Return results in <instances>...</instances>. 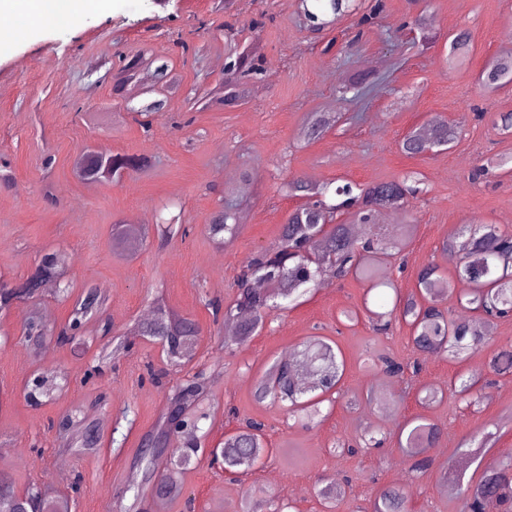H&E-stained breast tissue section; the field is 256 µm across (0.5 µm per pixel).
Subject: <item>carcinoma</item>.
<instances>
[{
  "label": "carcinoma",
  "mask_w": 512,
  "mask_h": 512,
  "mask_svg": "<svg viewBox=\"0 0 512 512\" xmlns=\"http://www.w3.org/2000/svg\"><path fill=\"white\" fill-rule=\"evenodd\" d=\"M354 0H344L337 4L334 0H302L301 9L308 21L315 26L329 23L328 15L337 16L353 10ZM383 11L381 0L359 13L357 27L375 24ZM412 25L419 32L417 45L427 50L436 40L432 20L419 12L412 18ZM236 23L224 22V43L229 47L228 61L224 67V81L204 93L203 99L210 103L234 108L244 101L247 85L262 74L261 57L254 51L253 44H242L238 40ZM471 39L467 32H458L450 42L446 62L455 66L470 54ZM146 61L142 55L128 58L119 56L116 66L114 90L122 88V76L136 71ZM152 84L147 93L152 98L134 109L137 115L145 118L142 125H149L147 118L161 110L167 98L164 92L172 77L168 59L156 57L151 62ZM512 80V53L495 57L482 72V85L493 88L499 83ZM326 112H311L307 116L303 133L307 140H315L333 124ZM430 133L415 130L408 133L402 143V151L410 156H424L435 148H450L457 139V131L447 122L439 119L431 121ZM147 166L143 158L116 154L112 156V172H138ZM386 185L397 194V209L404 211L411 200L423 192L421 179L403 178L367 184L345 182L335 187L329 184L314 185L300 176L288 180L289 192L306 199V203L295 209L282 226L278 246L252 257L244 270L239 283L238 294L233 305L227 307V320L236 322V332L240 342L247 341L262 326L265 316L278 307V300L289 299L305 291L311 285H318L324 272L323 266L306 258L310 251L319 253L324 263L337 268L336 275L345 277L354 274L366 281L374 282L382 276L383 257L388 255L387 241L373 231L377 223L382 199L377 188ZM242 214V203L226 202L211 217L207 225L208 234L220 244H230L237 237ZM347 219L339 222L337 218ZM466 252L459 257L456 272L459 277L470 281L471 287L461 290L456 302L462 311H473L482 318L471 319L462 314H453L445 308L446 301L453 297V289L448 278L439 272L438 267L428 265L417 275L416 293L407 297L396 296L393 308L388 313L368 311L369 319L376 331L389 329L388 318L397 313L409 323L413 330L414 349L422 355L443 354L453 359H462L485 342L484 323L506 318L512 314V233L504 232L491 224L479 225L468 230ZM112 238L118 253L124 254L136 248V242L127 234L124 226L113 229ZM38 276L44 282H51L50 290L65 293L68 286L62 285L59 258L53 252L45 253L39 264ZM92 292L86 288L74 300L66 326L57 333L60 343L67 341L72 325L86 324L99 314L103 300L91 306L86 296ZM36 292L19 286H0V308L14 303H22L34 297ZM135 333L140 336H154L164 343L171 359H189L190 350L198 336V327L185 318H172L162 305L153 309V316L136 324ZM295 361L310 363L315 370L312 384L302 385L291 374L276 363L266 371L256 388L259 400L271 398L293 413H300L307 419L317 413L320 397L332 392L340 384L345 362L341 352L333 346V341L316 337L303 342L295 353ZM382 370L397 378L406 373L417 372L410 363L391 356L379 358ZM491 371L503 374L512 369V354L502 352L492 357ZM477 380L473 376L458 375L451 385L465 399H477ZM203 385L199 376L176 385L168 398V405L159 417L149 436L155 445L165 448L170 442L166 428L168 414L172 411L181 415L192 411L202 400ZM193 417L191 425L178 435L175 450L172 451L168 473L161 476L166 486V496L171 497L182 489L181 477L192 460L204 451L202 448L200 419ZM407 431L404 450L411 462V469L424 473L431 469L432 461L423 455L425 445L434 439L438 428L430 423H420L414 427L403 424ZM269 449L264 445V424L251 420L245 427L224 438L220 456L224 469L239 468L249 471L257 466ZM136 485L148 488L156 478L154 457L141 451V457L134 465ZM466 512H484L489 500L502 504L512 503V458L495 460L487 466L476 484L460 485ZM42 496L43 512H69L68 498L54 495L48 490L34 485L26 495H19L10 474L0 472V512H30L32 498ZM371 512H410V494L401 487L386 486L378 491L370 504Z\"/></svg>",
  "instance_id": "cac0c4a2"
}]
</instances>
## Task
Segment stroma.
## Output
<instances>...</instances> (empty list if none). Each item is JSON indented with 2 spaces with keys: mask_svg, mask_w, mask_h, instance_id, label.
<instances>
[{
  "mask_svg": "<svg viewBox=\"0 0 512 512\" xmlns=\"http://www.w3.org/2000/svg\"><path fill=\"white\" fill-rule=\"evenodd\" d=\"M377 26L357 29L347 16L319 33L311 32L299 0H236L232 12L242 41H258L263 74L250 101L239 107H193L195 88H213L224 76L223 12L213 0H110L108 7L74 27L66 20L52 28L27 19L31 34L0 52V165L10 182L0 181V284L15 285L35 269L45 252L69 255L63 270L73 293L84 285L99 288L106 302L66 344L43 343L32 351L23 334L26 318L47 327L63 325L70 303L50 293L33 302L0 309V471L12 475L18 491L31 484L60 491L71 485L70 512H124L131 499L127 479L146 433L166 405L172 388L199 374L204 378L207 447L219 448L225 435L248 419L264 423L269 455L246 475L225 473L202 458L185 476L182 494L158 502L143 497L149 512H241L247 491L259 488L283 503V512H326L318 491L340 486L335 512H367L384 486L412 493V512H463L454 483L441 480L443 468H464L465 480H479L489 460L512 456V373L493 376L489 362L512 352V318L494 321L488 342L461 362L443 355L418 354L410 326L394 318L388 331H374L368 310L387 311L396 295L415 292L419 270L435 265L453 288H463L443 241L466 225L493 224L512 231V169L494 168L475 177L491 156H512V133L501 130L512 114V83L493 90L481 73L504 53L501 34L512 29V0H420L433 20L438 41L421 52L411 45L407 0H382ZM263 18L261 31L251 22ZM472 36L469 57L445 62L449 37ZM201 46L196 57H182L178 38ZM139 52L172 59L175 84L168 109L141 126L128 101L138 93L115 94L108 61ZM367 79L359 98L342 94L351 73ZM311 112H332L337 121L319 139L301 136ZM440 118L459 135L450 149L424 157L402 152L411 130ZM136 154L150 168L119 181L92 183L75 173L80 149ZM249 183H241L242 169ZM409 172L422 176L423 191L413 203L415 222L383 224L387 238L408 234L405 250L385 266L392 287L373 290L354 277H325L286 309L270 312L244 345L230 347L221 308L230 305L237 280L259 251L277 245L281 227L301 197L290 195V177L313 182L386 181ZM247 197L248 208L237 239L211 240L206 226L229 194ZM176 230L159 242L157 224ZM136 224L147 238L135 252L112 250V227ZM171 314L199 327L189 362L169 361L160 342L132 338L125 355L98 364L107 344L101 332L124 333L143 320L155 296ZM337 342L346 365L338 398L322 403L308 427L277 405L258 401V380L274 362L312 336ZM394 354L418 369L398 379L385 374L379 355ZM52 369L58 387L41 405H30L24 390L39 371ZM475 374L477 404H468L450 387L457 373ZM437 393L425 406L421 390ZM66 413L87 417L100 443L82 453L60 446L53 427ZM416 417L440 430L428 448L433 465L413 473L399 447V429ZM494 435L485 457L464 464L462 440ZM377 448L343 453L367 436Z\"/></svg>",
  "mask_w": 512,
  "mask_h": 512,
  "instance_id": "1",
  "label": "stroma"
}]
</instances>
